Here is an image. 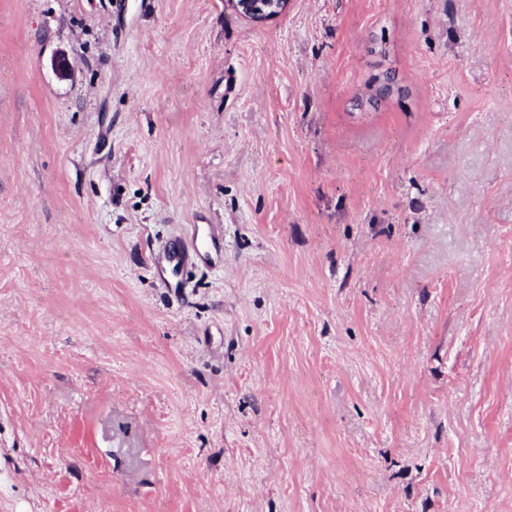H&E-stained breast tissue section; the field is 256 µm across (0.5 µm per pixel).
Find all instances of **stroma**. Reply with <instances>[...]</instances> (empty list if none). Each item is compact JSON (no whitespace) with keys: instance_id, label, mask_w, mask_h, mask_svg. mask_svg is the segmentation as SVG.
Returning <instances> with one entry per match:
<instances>
[{"instance_id":"1","label":"stroma","mask_w":512,"mask_h":512,"mask_svg":"<svg viewBox=\"0 0 512 512\" xmlns=\"http://www.w3.org/2000/svg\"><path fill=\"white\" fill-rule=\"evenodd\" d=\"M234 5L0 0V512H512V0ZM239 5L242 13L250 20L261 23L271 18L280 16L287 9L288 0H267L264 5L260 3L252 4V0H242ZM260 6V7H259Z\"/></svg>"}]
</instances>
